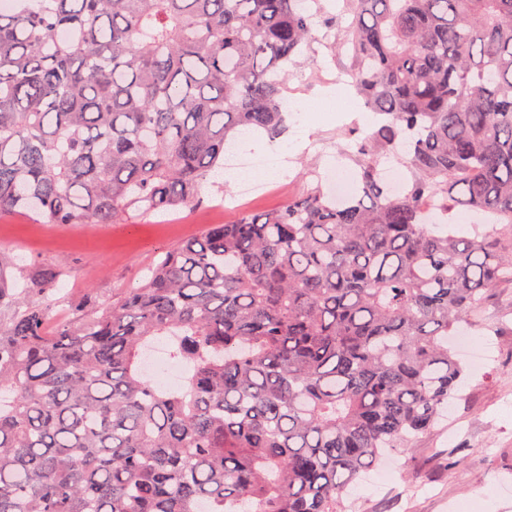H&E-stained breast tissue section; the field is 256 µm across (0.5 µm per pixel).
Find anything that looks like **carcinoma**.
<instances>
[{"mask_svg":"<svg viewBox=\"0 0 512 512\" xmlns=\"http://www.w3.org/2000/svg\"><path fill=\"white\" fill-rule=\"evenodd\" d=\"M381 121L359 193L317 186L161 253L49 327L60 268L0 250V512H343L457 396L448 336L512 285V0H348ZM320 0H17L0 11V214L188 209L245 134L282 132ZM393 154L411 174L378 178ZM474 209L460 235L431 212ZM165 341L189 367L154 385ZM182 368L172 364L166 358H162L155 351L147 353L146 371L150 376L160 378L167 385H174L178 381V377Z\"/></svg>","mask_w":512,"mask_h":512,"instance_id":"cac0c4a2","label":"carcinoma"}]
</instances>
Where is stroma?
Here are the masks:
<instances>
[{
    "label": "stroma",
    "instance_id": "obj_1",
    "mask_svg": "<svg viewBox=\"0 0 512 512\" xmlns=\"http://www.w3.org/2000/svg\"><path fill=\"white\" fill-rule=\"evenodd\" d=\"M336 25L317 24L309 58L290 68L287 101L323 95H352L351 45L344 27L351 21L345 0H323ZM364 105L333 112L314 130L289 123L293 150L290 183L255 196L247 209L281 206L304 195L325 171L357 191L352 132L369 126ZM237 186L218 182L203 190V202L189 211L137 217L128 224H43L21 213L0 215V247L22 266L66 269L64 289L74 301L93 293L99 302L141 284L148 266L165 249L200 233L209 224H227L238 210ZM473 337L488 354L483 366H467L457 400L428 433L411 442L408 465L389 475L371 469L350 485L348 512H512V288L487 294L475 319Z\"/></svg>",
    "mask_w": 512,
    "mask_h": 512
}]
</instances>
